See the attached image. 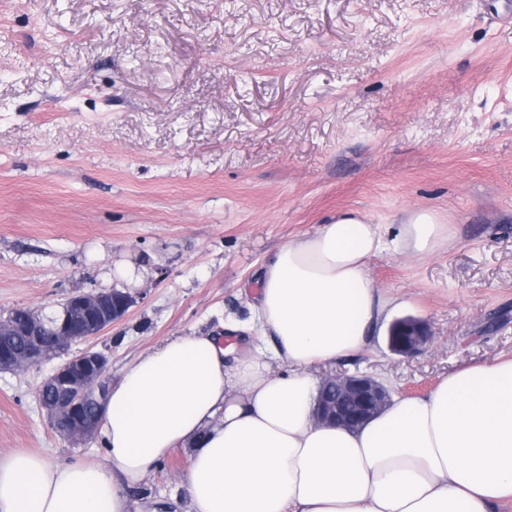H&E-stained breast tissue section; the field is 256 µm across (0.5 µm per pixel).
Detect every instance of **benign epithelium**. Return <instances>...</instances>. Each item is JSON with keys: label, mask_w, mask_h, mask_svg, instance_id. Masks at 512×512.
<instances>
[{"label": "benign epithelium", "mask_w": 512, "mask_h": 512, "mask_svg": "<svg viewBox=\"0 0 512 512\" xmlns=\"http://www.w3.org/2000/svg\"><path fill=\"white\" fill-rule=\"evenodd\" d=\"M136 303L130 292L109 288L79 292L57 304L53 316L26 308L21 320L0 316V335L21 333L29 337L26 351L14 355L0 350V371H23L55 358L56 368L37 389L38 400L52 428L73 444L90 440L105 409L112 376L109 359L91 347L73 350L120 320ZM429 336L415 318L395 321L388 332L389 350L411 355L421 350ZM392 392L369 375H330L322 378L314 404L317 420L355 427L383 411ZM95 414L85 416L87 404Z\"/></svg>", "instance_id": "7a95c632"}]
</instances>
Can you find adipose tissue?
<instances>
[{"mask_svg":"<svg viewBox=\"0 0 512 512\" xmlns=\"http://www.w3.org/2000/svg\"><path fill=\"white\" fill-rule=\"evenodd\" d=\"M444 234L428 213L393 238L346 213L289 240L257 273L273 355L234 360L210 334L140 354L97 426L104 464L0 456V512H137L128 489L186 446L187 512H496L512 499V359L394 398L356 430L312 414L314 367L364 351L388 312L369 260L432 253Z\"/></svg>","mask_w":512,"mask_h":512,"instance_id":"obj_1","label":"adipose tissue"}]
</instances>
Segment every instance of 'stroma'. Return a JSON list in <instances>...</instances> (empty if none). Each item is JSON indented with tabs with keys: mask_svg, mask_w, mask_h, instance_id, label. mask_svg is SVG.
Masks as SVG:
<instances>
[{
	"mask_svg": "<svg viewBox=\"0 0 512 512\" xmlns=\"http://www.w3.org/2000/svg\"><path fill=\"white\" fill-rule=\"evenodd\" d=\"M345 211L391 232L425 211L449 240L368 263L423 349L383 326L317 376L413 396L512 357V0H0V314L131 292L91 341L115 378L173 336L232 330L246 353L245 284ZM54 366L0 371V456L103 462L51 428ZM190 454L133 498L185 501ZM425 325L415 318L396 320L390 327L387 344L398 355H411L421 350L429 340Z\"/></svg>",
	"mask_w": 512,
	"mask_h": 512,
	"instance_id": "obj_1",
	"label": "stroma"
}]
</instances>
